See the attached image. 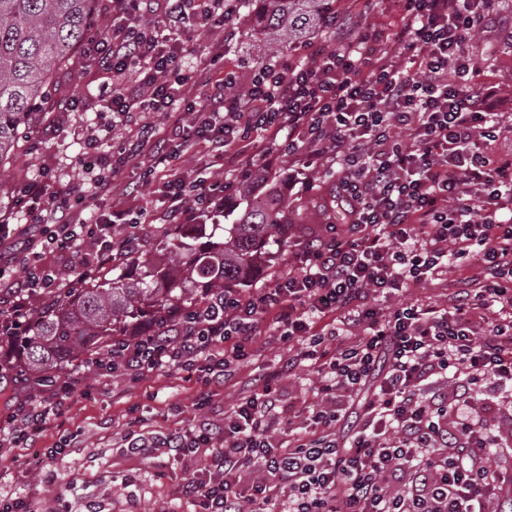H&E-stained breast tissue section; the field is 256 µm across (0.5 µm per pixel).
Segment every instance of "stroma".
Returning <instances> with one entry per match:
<instances>
[{
	"instance_id": "obj_1",
	"label": "stroma",
	"mask_w": 512,
	"mask_h": 512,
	"mask_svg": "<svg viewBox=\"0 0 512 512\" xmlns=\"http://www.w3.org/2000/svg\"><path fill=\"white\" fill-rule=\"evenodd\" d=\"M235 36L224 45V68L248 78L250 68L262 56L259 27L253 16L242 13L231 23ZM512 26V0H501L497 13L483 33L475 52L496 90L493 104L512 113V47L500 44L498 32ZM55 100L76 99L77 111L68 113L62 123L39 128L34 140L20 143L19 157L10 168L0 171V196L10 195L23 181L47 177L54 188H81L89 182L91 170L86 162V138L97 135L105 149L118 147L130 126L149 124L166 129L171 121L162 112H137L130 126H113L111 113L102 111L97 95L102 87L98 76L84 63L82 54H74L57 74ZM155 166L153 158L142 165H127L112 180L113 198L154 217L153 223L139 226L140 246L145 253L157 252L166 230L159 215L162 203L152 188L143 184L147 166ZM333 185L321 179L314 190L289 191L285 199L301 216L300 233L317 231L324 219L320 201L330 199ZM301 348L299 342H285L279 337L259 336L253 354L239 368L235 382L214 391L218 409L231 407L243 394L248 381L279 369ZM319 375L309 362H302L278 385L284 404H301L313 400V389ZM96 392L89 397L73 394L67 412L68 427L81 428L83 435L77 447L50 455L59 438L57 429L42 432L32 447L0 455V497H22L31 502L53 503L62 499L73 512H87L89 507L100 512H188L190 505L178 494L179 487L190 477L194 465L189 459L176 460L161 454L156 466L141 467L139 461L121 447L128 429L129 409L138 405L146 410L144 428L150 432L171 433L193 428L199 413L194 398L200 384L188 371L174 369L153 373L140 383L131 385L124 378L98 379ZM139 470L136 485L124 487L122 479L131 470Z\"/></svg>"
}]
</instances>
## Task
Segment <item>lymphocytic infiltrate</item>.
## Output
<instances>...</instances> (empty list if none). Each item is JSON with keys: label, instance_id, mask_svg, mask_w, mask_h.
<instances>
[{"label": "lymphocytic infiltrate", "instance_id": "lymphocytic-infiltrate-1", "mask_svg": "<svg viewBox=\"0 0 512 512\" xmlns=\"http://www.w3.org/2000/svg\"><path fill=\"white\" fill-rule=\"evenodd\" d=\"M497 2L387 0L396 29L367 23L336 48L254 65L231 95L223 33L238 0H111V24L84 49L111 79L105 111L116 125L143 110L180 118L165 137L142 125L101 155L103 172L76 203L90 208L111 191L112 171L150 154L169 168L165 223L206 224L258 170L300 154L289 186L310 190L331 173L347 222L292 239L273 287L213 292L161 333L114 340L92 372L34 377L11 351L35 308L138 251L142 215L116 207L89 223L48 179L21 183L0 211V373L13 381L0 400V449L25 447L65 415L73 391L92 395L97 377L187 369L205 384L197 425L149 438L136 417L125 441L143 460L156 448L194 460L198 474L180 489L192 512H491L512 496V452H501L488 415L490 396H512V217H500L512 213V157L491 149L504 115L473 62V35ZM193 83L210 86L206 101L187 99ZM254 132L248 157L239 143ZM192 141L205 152L188 178L171 162ZM18 213L35 228L13 227ZM450 270V306L400 300ZM379 294L399 302L379 311ZM493 307L500 318L489 325ZM266 327L300 339L298 358L253 378L212 420L208 384L231 383ZM301 360L321 381L293 430L277 385Z\"/></svg>", "mask_w": 512, "mask_h": 512}]
</instances>
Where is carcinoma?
<instances>
[{"mask_svg":"<svg viewBox=\"0 0 512 512\" xmlns=\"http://www.w3.org/2000/svg\"><path fill=\"white\" fill-rule=\"evenodd\" d=\"M333 0H262L255 13L269 51L306 45L332 21ZM94 0H0V168L49 111L57 71L85 42ZM248 184L229 224H189L165 236L156 256L137 254L121 273L99 277L36 313L17 342L34 376L59 372L87 352L102 353L129 328L149 333L173 309L199 307L210 293L250 283L257 257L288 247L283 183L271 175Z\"/></svg>","mask_w":512,"mask_h":512,"instance_id":"carcinoma-1","label":"carcinoma"}]
</instances>
